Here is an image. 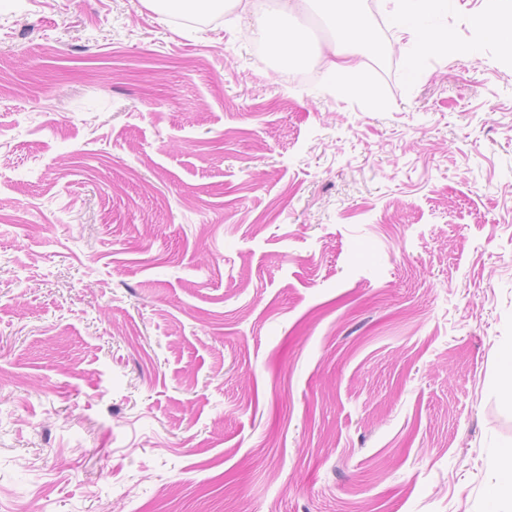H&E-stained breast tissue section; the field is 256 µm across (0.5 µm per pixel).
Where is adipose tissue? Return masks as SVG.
Returning a JSON list of instances; mask_svg holds the SVG:
<instances>
[{"label":"adipose tissue","instance_id":"ef3b65f1","mask_svg":"<svg viewBox=\"0 0 512 512\" xmlns=\"http://www.w3.org/2000/svg\"><path fill=\"white\" fill-rule=\"evenodd\" d=\"M388 15L395 27L399 41L397 47L411 57L426 52H438L451 47L455 52L476 55L477 43L454 44L439 20L442 0H387ZM281 24L269 27L258 21L254 36L257 42L272 44L282 50L286 60H298L306 54L304 34L297 25L311 12L322 11L327 23L335 30L325 51L320 54L326 77L338 84L341 90L352 91L358 87L359 65L350 43L357 49L370 50L375 46L376 34L365 19L360 0H277Z\"/></svg>","mask_w":512,"mask_h":512}]
</instances>
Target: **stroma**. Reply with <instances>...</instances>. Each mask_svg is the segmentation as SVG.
Wrapping results in <instances>:
<instances>
[{
  "mask_svg": "<svg viewBox=\"0 0 512 512\" xmlns=\"http://www.w3.org/2000/svg\"><path fill=\"white\" fill-rule=\"evenodd\" d=\"M362 9L0 0V512H512V61ZM152 2L164 10L181 14H216L227 11L229 5L232 7L241 4V0H152ZM362 0H277L279 27L270 28L266 20L257 15L254 39L263 44H272L282 50L286 62L298 60L306 54L304 34L297 29L289 32L288 26L298 24L301 18L320 9L327 23L336 31V37L328 42L320 54L323 71L343 91L358 88L359 65L355 62V51L346 42L353 41L361 50L375 48L377 39L374 29L365 19L360 8Z\"/></svg>",
  "mask_w": 512,
  "mask_h": 512,
  "instance_id": "1",
  "label": "stroma"
}]
</instances>
